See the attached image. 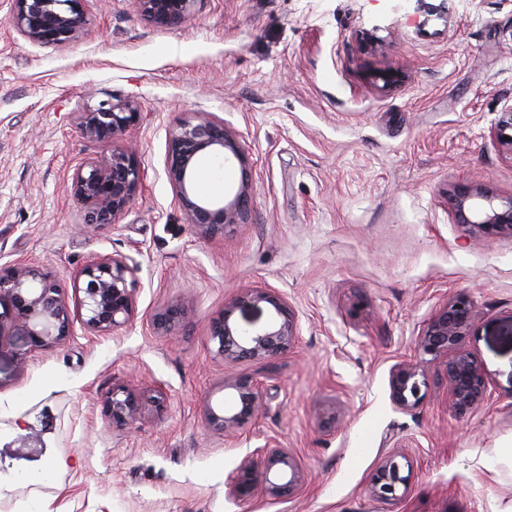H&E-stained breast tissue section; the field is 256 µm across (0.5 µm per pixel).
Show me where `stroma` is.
I'll return each mask as SVG.
<instances>
[{"instance_id": "35a3bbf8", "label": "stroma", "mask_w": 512, "mask_h": 512, "mask_svg": "<svg viewBox=\"0 0 512 512\" xmlns=\"http://www.w3.org/2000/svg\"><path fill=\"white\" fill-rule=\"evenodd\" d=\"M199 0L169 28L132 0H84L86 30L40 47L0 0V268L33 263L64 288L99 257L140 265L137 317L29 350L0 337V512H501L512 475L493 472L512 441V237H466L453 188L512 195V156L490 131L512 104V0ZM400 70L386 88L376 73ZM130 101L142 119L122 139L144 172L119 223L87 230L73 174L111 144L83 138L78 112ZM212 112L242 139L252 168L248 223L201 238L175 205L167 135ZM283 294L299 326L280 358L227 362L212 320L240 289ZM477 318L465 342L488 382L465 415L450 407L446 357L427 359L426 398L390 400L389 374L417 357L432 314L457 295ZM178 304L172 334L150 319ZM257 381L265 408L224 435L204 421L224 386ZM145 397L134 427L106 401ZM162 403H153L155 393ZM257 448L290 450L305 480L288 499L227 498ZM412 476L386 507L368 494L382 459Z\"/></svg>"}]
</instances>
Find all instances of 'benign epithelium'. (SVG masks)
Wrapping results in <instances>:
<instances>
[{
	"instance_id": "benign-epithelium-1",
	"label": "benign epithelium",
	"mask_w": 512,
	"mask_h": 512,
	"mask_svg": "<svg viewBox=\"0 0 512 512\" xmlns=\"http://www.w3.org/2000/svg\"><path fill=\"white\" fill-rule=\"evenodd\" d=\"M83 0H13L10 25L37 46H65L84 34ZM198 0H133L145 20L177 26L195 11ZM141 113L131 101L103 102L78 115L83 137L92 142H114L135 127ZM491 135L498 146L512 154V104L500 112ZM229 162L236 160L242 179L229 203L199 195L194 175L205 153ZM165 174L173 197L188 223L205 237L222 236L236 224H244L251 213L249 162L245 145L224 119L212 112H192L178 120L168 133ZM142 184V172L132 152L112 146V153L89 158L76 169L72 193L80 208L81 223L101 228L118 223ZM453 222L468 237H512V197L503 200L478 187L458 188L450 195ZM139 265L126 255H106L84 267L74 280L79 296L83 326L95 333H113L136 317L137 273ZM267 307V318L238 321L237 310ZM187 310L172 305L152 318L154 329L170 333L187 319ZM474 305L459 295L441 306L428 320L417 338V351L434 358L448 357L446 372L452 392V407L465 413L487 398L488 386L476 359L464 348L474 325ZM10 322L15 335L36 349L52 348L71 335V321L63 289L42 268L18 262L0 269V328ZM211 340L216 354L226 361L274 360L284 355L297 338V321L287 300L277 291L249 286L213 319ZM390 397L395 406L410 411L424 399L428 378L424 361L400 363L391 372ZM233 390L222 408L205 407V423L213 431L229 433L255 418L265 405L259 384L243 379L228 385ZM143 398L118 387L108 398L112 424L135 425L142 414ZM411 464L403 465L389 455L375 469L369 483L370 496L381 504L395 505L408 489ZM303 481V472L286 448H257L239 464L227 483L234 500L252 498L263 489L275 498L294 494Z\"/></svg>"
}]
</instances>
